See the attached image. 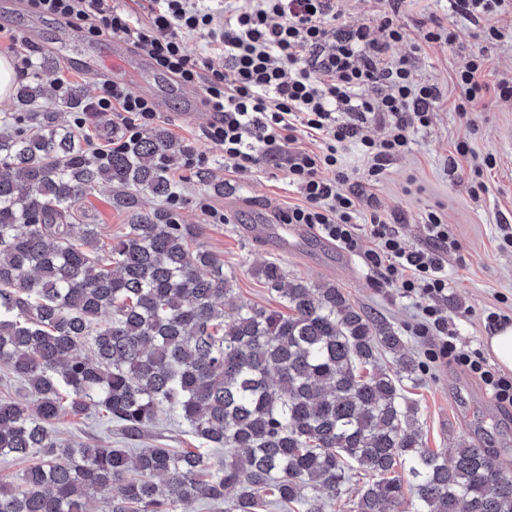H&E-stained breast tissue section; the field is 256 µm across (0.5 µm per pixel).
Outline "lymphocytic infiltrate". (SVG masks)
Segmentation results:
<instances>
[{"label":"lymphocytic infiltrate","instance_id":"1","mask_svg":"<svg viewBox=\"0 0 512 512\" xmlns=\"http://www.w3.org/2000/svg\"><path fill=\"white\" fill-rule=\"evenodd\" d=\"M22 2L89 36L106 33L122 40L178 84L201 87L210 114L203 134L222 149L225 166L253 173L267 161L282 165L302 197L282 212V223L317 228L345 251L363 252L383 283L414 300L421 314L415 334L427 341L429 360L466 368L500 405L512 407V376L491 368L480 350L459 346L441 307L448 297L443 255L457 246L449 225L429 213L423 226L428 246L418 250L380 217L359 223L362 193L342 164L344 146L354 143L369 174L381 176L407 152L411 130L428 126L440 98L437 86L417 82L406 61L390 55L408 37L400 21L403 0H387L379 40L367 25L344 27L336 0H248L244 6L239 0ZM190 36L204 40L206 52L189 54ZM216 54L223 67H214ZM487 68L478 52L458 71L456 112L467 114L491 91L512 99V78L487 84ZM88 109L115 113L132 141L157 118L151 100L107 79ZM372 118L387 128L381 140L364 132ZM302 134L316 139L318 150L299 147ZM366 238L373 249L362 250Z\"/></svg>","mask_w":512,"mask_h":512}]
</instances>
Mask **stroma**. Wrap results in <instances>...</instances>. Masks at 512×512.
Returning <instances> with one entry per match:
<instances>
[{
	"label": "stroma",
	"instance_id": "stroma-1",
	"mask_svg": "<svg viewBox=\"0 0 512 512\" xmlns=\"http://www.w3.org/2000/svg\"><path fill=\"white\" fill-rule=\"evenodd\" d=\"M18 2L0 0V54L15 62L16 83L30 79L21 58L36 62L47 55L53 57L54 65L39 73L48 90L41 108L58 110L57 84L61 81L81 85L86 98H93L100 77L109 75L110 69L105 66L91 73L82 69L80 60L90 54L108 59L111 37L90 38L76 29L70 38H63L64 23L20 9ZM401 11L409 30L434 20L456 34L451 45L442 41L419 48L409 41L391 51L393 58H409L418 79L436 84L443 99L435 105L430 125L414 129L409 151L395 159L380 178L369 176L356 144L345 147L342 159L361 185L365 212H377L397 223L400 235L413 248L426 245L423 224L428 212L437 213L453 229L458 247L444 257L450 288L442 306L460 342L480 349L490 334L487 312L512 302V249H501L498 229L504 222L512 225V100L487 96L471 117H462L453 109L458 95L455 74L472 53L480 51L489 61L487 82L512 76V14L493 17V25L503 33L496 40L481 27L454 17L448 0H404ZM200 97V89L181 88L179 98L160 113L156 124L179 149L191 148L209 159L206 171L211 179L207 182L198 180L196 171L171 168L181 195L178 217L180 223L194 227L193 246L216 254L223 262L239 300L279 310L275 294L254 274L260 264L275 261L292 276L342 288L356 307L390 323L417 360L425 361L427 345L414 334L417 307L401 298L396 288L382 285L362 254L350 255L327 244L316 229L300 236L296 225L280 223V212L300 201L289 189L285 171L267 165L257 173L240 174L225 167L221 149L202 135L210 116L200 105ZM463 139L470 152L458 158L456 169H449L448 158ZM489 154L496 160L495 169L475 176V165ZM479 182L483 191L472 195L470 185ZM219 183L224 186L220 192L215 189ZM115 192L114 186L100 184L83 205L84 223L100 225L108 238L123 233L133 215L132 210L115 204ZM202 197L224 210L227 223L211 222L198 204ZM260 219L266 224L265 234L252 236L250 226ZM405 393L418 408L427 447L443 448L455 439L492 449L502 466L512 465V413H501L478 379L458 367L433 364L420 372L416 383L406 386ZM137 445L198 448L202 442L186 427L163 421L148 428Z\"/></svg>",
	"mask_w": 512,
	"mask_h": 512
}]
</instances>
